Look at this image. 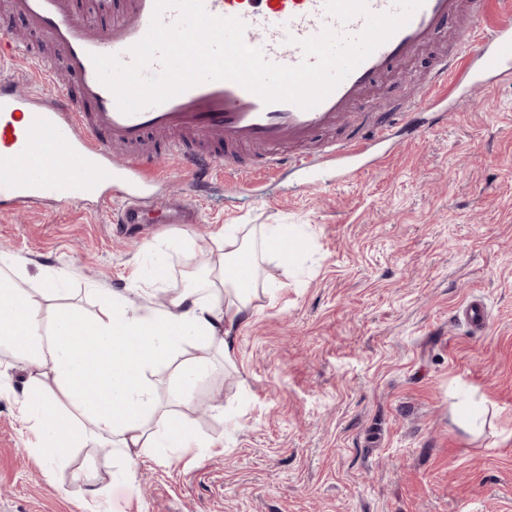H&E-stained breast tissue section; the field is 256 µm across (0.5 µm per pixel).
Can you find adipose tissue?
Segmentation results:
<instances>
[{"instance_id":"ef3b65f1","label":"adipose tissue","mask_w":512,"mask_h":512,"mask_svg":"<svg viewBox=\"0 0 512 512\" xmlns=\"http://www.w3.org/2000/svg\"><path fill=\"white\" fill-rule=\"evenodd\" d=\"M293 225L227 224L216 235L206 278L174 291L165 307L146 304V290L105 301L87 317L72 307L48 309L55 282L18 288L20 261L0 254V343L31 365L19 400V421L35 438L33 451L48 463L65 461L88 437L104 439L124 462L162 448L192 451L202 442L183 407L207 363L186 359L175 369L178 396L165 406L151 377L185 347L221 350L236 363L232 330L253 316L260 294L270 292L262 264L292 266ZM247 262L249 284L236 275Z\"/></svg>"}]
</instances>
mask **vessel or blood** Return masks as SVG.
Here are the masks:
<instances>
[{"label": "vessel or blood", "mask_w": 512, "mask_h": 512, "mask_svg": "<svg viewBox=\"0 0 512 512\" xmlns=\"http://www.w3.org/2000/svg\"><path fill=\"white\" fill-rule=\"evenodd\" d=\"M506 17L488 25L492 5ZM210 14L246 24L244 41L273 63L294 66L304 59L299 40L324 26L354 35L357 17L339 24L325 0H205ZM154 0H124L109 26L91 23L74 0H12L13 14L26 18L59 54L55 70L32 56L29 80L53 87L51 96L21 92L15 80H0V209L50 200L58 204L97 194L111 185L122 197L119 223L137 224L158 207L152 187L156 156H173L191 172L193 192L208 187L219 171L239 189L263 193L264 177L282 170L317 185L325 163L353 177L383 160L396 133L419 139L426 132L416 111L442 121L448 88L498 84L512 79V0H424L407 25L361 62L321 103L303 110L264 103L232 81L196 85L168 101L126 115L98 79L92 54H117L130 61V47L148 31ZM469 30L470 41L435 58L417 98L387 112L346 140H319L336 128L367 95L394 84L406 66L450 27ZM462 318L475 335L489 324L486 304L471 300Z\"/></svg>", "instance_id": "vessel-or-blood-1"}]
</instances>
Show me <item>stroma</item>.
<instances>
[{
  "instance_id": "obj_1",
  "label": "stroma",
  "mask_w": 512,
  "mask_h": 512,
  "mask_svg": "<svg viewBox=\"0 0 512 512\" xmlns=\"http://www.w3.org/2000/svg\"><path fill=\"white\" fill-rule=\"evenodd\" d=\"M434 55L337 135L414 98ZM447 108L344 182L288 171L257 200L219 175L196 224L116 236L115 196L0 213L20 287L59 280L51 306L88 317L145 287L144 268L164 269L161 293L187 287L221 226L306 234L295 266L267 265L277 290L234 329L235 367L211 347L185 352L210 365L185 410L203 448L137 458L130 481H114L121 462L98 440L38 461L18 418L27 371L0 351V512H512V83L451 92ZM475 297L490 309L482 336L459 318Z\"/></svg>"
}]
</instances>
